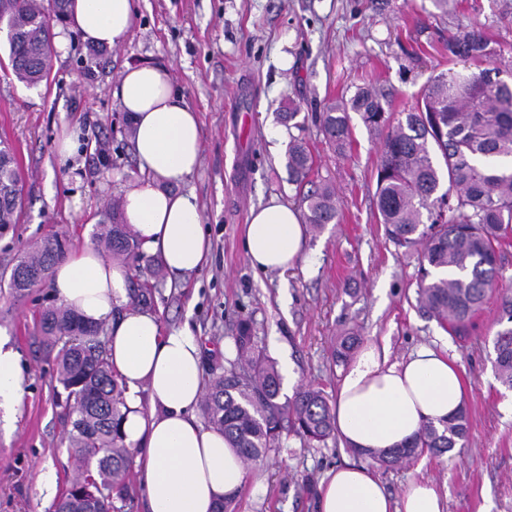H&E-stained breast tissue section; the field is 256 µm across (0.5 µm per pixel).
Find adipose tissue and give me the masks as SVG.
<instances>
[{
	"label": "adipose tissue",
	"mask_w": 512,
	"mask_h": 512,
	"mask_svg": "<svg viewBox=\"0 0 512 512\" xmlns=\"http://www.w3.org/2000/svg\"><path fill=\"white\" fill-rule=\"evenodd\" d=\"M69 28L96 46L117 48L130 35L136 0H70ZM113 95L129 114L141 176L122 196V217L143 250L174 275L205 267L211 244L194 193L175 192L199 166L203 133L197 112L171 82L167 67H127ZM243 243L251 266L285 271L302 257L306 228L294 207L270 201L249 211ZM129 269L87 246L51 273L57 296L86 322L107 326V359L126 390L122 431L138 449L146 512H215L236 499L250 477L238 451L196 415L204 381L201 349L189 328L163 330L150 312L117 314L128 301ZM467 387L453 359L420 347L391 360L386 346L368 343L348 366L332 402L342 447L361 453L399 448L427 421L452 419ZM319 512H445L437 486L409 481L392 497L366 464L347 463L319 484Z\"/></svg>",
	"instance_id": "1"
}]
</instances>
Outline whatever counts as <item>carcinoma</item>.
<instances>
[{"label": "carcinoma", "instance_id": "cac0c4a2", "mask_svg": "<svg viewBox=\"0 0 512 512\" xmlns=\"http://www.w3.org/2000/svg\"><path fill=\"white\" fill-rule=\"evenodd\" d=\"M69 0H54V16L36 0H0V25L9 45L8 67L17 80L38 85L50 73V22L66 16ZM448 61H469L476 72H441L418 94L415 106L391 125L386 93L358 87L346 98L327 103L318 113L326 140L340 153L352 139V115L382 137L375 205L387 237L397 246L419 250L417 302L456 336L468 333L475 314L494 291L498 325L493 360L498 380L512 390V291L500 289L502 264L497 251L512 236V69L497 66L500 53L478 28L448 34ZM313 160L306 143L288 146L287 166L306 181ZM306 223L316 229L339 213L335 189L327 182L302 198ZM21 188L12 148L0 142V227L18 223ZM96 239L112 259L148 273L130 296L129 306L146 309L153 300L160 264L146 256L128 225L120 202L112 203V222L100 225ZM65 257L59 238L43 240L18 258L10 285L18 293L42 286ZM43 341L57 349L58 382L65 398L68 450L75 462L70 487L53 512H122L130 497L135 450L121 432L126 390L111 370L101 335L103 325L88 324L64 305L43 310ZM235 358L229 368L205 382L202 411L210 427L224 434L246 461L280 447L290 427L307 442L334 436L335 416L324 391L305 386L279 403L282 377L276 362L258 348L250 323L233 337ZM469 433L466 412L435 425H423L407 446L382 449L370 461L396 467L426 452L440 456L464 446Z\"/></svg>", "mask_w": 512, "mask_h": 512}]
</instances>
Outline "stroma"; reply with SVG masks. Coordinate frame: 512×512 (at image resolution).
<instances>
[{"mask_svg": "<svg viewBox=\"0 0 512 512\" xmlns=\"http://www.w3.org/2000/svg\"><path fill=\"white\" fill-rule=\"evenodd\" d=\"M472 26L512 62V0H457L449 14L432 0H138L120 48L95 49L70 33L48 80L35 87L0 68V139L15 151L22 184L18 223L0 228V271L54 236L71 253L94 245L112 201L140 175L112 89L125 66H166L202 126L200 166L179 189L201 204L211 259L194 274H164L152 308L164 330L189 327L208 374L224 369L239 323L251 322L278 363L283 403L303 385L334 396L344 368L332 352L350 328L363 342L386 343L395 360L422 346L446 352L468 386L466 447L375 472L395 495L409 479H431L446 512H512V392L491 362L496 300L462 339L423 314L417 253L395 246L376 218L379 138L355 123L341 154L311 118L365 85L388 92L392 112L407 111L431 76L472 70L449 62L445 49L449 33ZM291 103L299 114L287 122ZM65 129L77 147L62 161L56 143ZM295 139L312 152V185L335 187L339 216L308 230L293 268L261 273L245 255L242 228L251 206L275 199L300 207L304 190L287 167ZM58 302L49 285L22 295L0 286V343L18 353L23 378L20 403L0 408V512H52L72 475L61 387L38 334L41 312ZM353 457L335 438L317 445L283 434L280 447L252 465L262 492L245 488L236 510L317 512L321 479Z\"/></svg>", "mask_w": 512, "mask_h": 512, "instance_id": "35a3bbf8", "label": "stroma"}]
</instances>
